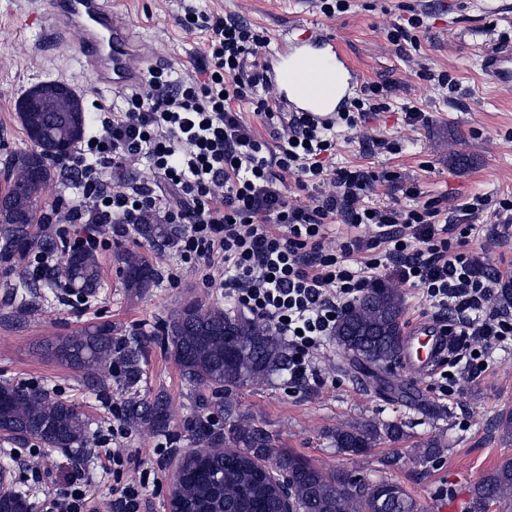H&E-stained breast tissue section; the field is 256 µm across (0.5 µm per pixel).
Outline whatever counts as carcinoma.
<instances>
[{"mask_svg": "<svg viewBox=\"0 0 512 512\" xmlns=\"http://www.w3.org/2000/svg\"><path fill=\"white\" fill-rule=\"evenodd\" d=\"M47 82L29 108L18 113L38 160L29 151L13 154L7 162L9 186L0 202V234L6 245L1 256L15 260L19 284H27L22 260L36 245L29 228L37 223L41 196L51 181L52 163L67 156L83 139L88 116L82 96L55 94ZM55 108L45 111V103ZM125 287L145 292L156 284V270L143 255L117 254ZM69 287L91 295L102 287L97 258L92 253H71L60 271ZM402 298L395 288H379L348 308L336 324V342L371 364L398 361L403 335ZM153 334H137L120 342L109 323L93 325L75 335L48 344L60 363L102 381L113 364L122 368L124 384L132 389L143 376L146 349ZM162 340L182 375L193 386L222 392L267 380L287 361L282 340L264 322L221 307L191 299L174 309L164 323ZM124 420L155 433L166 430L169 405L157 395L151 401L131 400ZM402 434L396 425L364 424L336 430V448L350 455L366 453L376 442ZM0 435L35 439L48 448H76L88 435V422L77 406L49 393L24 386L0 384ZM202 448L180 455L176 483L178 502L188 512H275L281 488L269 475L266 463L275 461L287 475L286 493L294 512H417L415 500L395 482L370 484L353 473L325 472L292 453L276 451L272 436L253 424L236 421L229 436L212 431L207 421L195 424ZM512 496V459L501 462L476 487V512L485 505ZM25 495L12 492L0 497V512H31Z\"/></svg>", "mask_w": 512, "mask_h": 512, "instance_id": "obj_1", "label": "carcinoma"}]
</instances>
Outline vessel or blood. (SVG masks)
Listing matches in <instances>:
<instances>
[{
    "instance_id": "obj_1",
    "label": "vessel or blood",
    "mask_w": 512,
    "mask_h": 512,
    "mask_svg": "<svg viewBox=\"0 0 512 512\" xmlns=\"http://www.w3.org/2000/svg\"><path fill=\"white\" fill-rule=\"evenodd\" d=\"M39 14L48 34L79 35L82 66L106 89L138 84L158 61L152 43L136 35L126 14L109 9L106 0H41ZM278 89L281 106L334 124L355 93L359 76L335 37L314 23H297L284 33L263 61ZM480 66L490 84L512 89V43L486 50ZM448 353V338L430 321L410 325L401 339L400 369L415 379L432 376Z\"/></svg>"
}]
</instances>
